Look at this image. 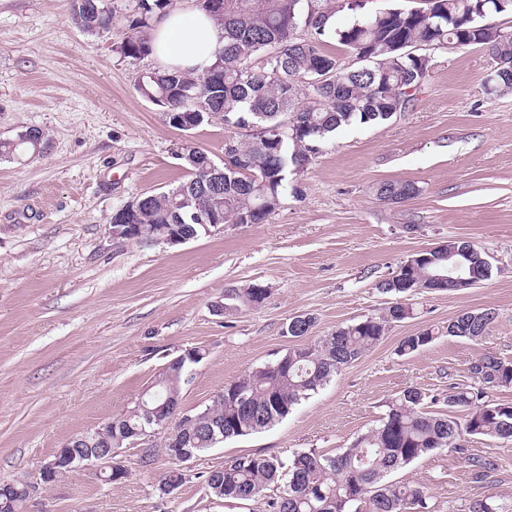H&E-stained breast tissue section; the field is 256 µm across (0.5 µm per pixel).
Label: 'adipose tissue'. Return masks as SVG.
<instances>
[{"label": "adipose tissue", "instance_id": "obj_1", "mask_svg": "<svg viewBox=\"0 0 512 512\" xmlns=\"http://www.w3.org/2000/svg\"><path fill=\"white\" fill-rule=\"evenodd\" d=\"M153 54L167 67H211L224 43V31L205 12L185 4L158 17L152 31Z\"/></svg>", "mask_w": 512, "mask_h": 512}]
</instances>
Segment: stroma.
<instances>
[{
	"label": "stroma",
	"mask_w": 512,
	"mask_h": 512,
	"mask_svg": "<svg viewBox=\"0 0 512 512\" xmlns=\"http://www.w3.org/2000/svg\"><path fill=\"white\" fill-rule=\"evenodd\" d=\"M71 6L0 0V139L30 128L50 138L36 157L0 159V483L32 486L33 512H266L261 498L212 500L206 476L244 454H336L403 390L442 399L449 382H467L479 354L512 359V94L487 95L483 47L437 50L409 107L340 132L266 223L227 224L177 246L120 244L109 233L114 213L182 182L184 145L219 163L225 141L243 132L217 118L188 133L170 126L134 86L135 73L158 59L113 51L123 16L90 36L72 24ZM388 180L414 182L419 193L381 202L375 187ZM448 240L484 249L490 278L409 294L413 318L392 324L382 343L271 428L199 454L173 492L159 489L173 463L156 447L118 449L126 475L111 484L92 465L42 482L43 461L132 407L171 359L204 351L181 393L183 409H204L224 386L298 346L283 334L289 318L313 315L322 336L379 316L392 301L381 282ZM252 283L269 290L261 306L213 313L226 289ZM486 308L496 319L481 342L444 334L399 354L405 337ZM468 448L494 463L484 481L448 450L392 479L424 486L431 512H468L487 495L512 512V444L473 437Z\"/></svg>",
	"instance_id": "obj_1"
}]
</instances>
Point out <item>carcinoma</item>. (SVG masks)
<instances>
[{"label": "carcinoma", "instance_id": "cac0c4a2", "mask_svg": "<svg viewBox=\"0 0 512 512\" xmlns=\"http://www.w3.org/2000/svg\"><path fill=\"white\" fill-rule=\"evenodd\" d=\"M171 0H72V21L95 35L110 32L116 13L124 14L128 30L113 51L125 59L141 60L152 54L150 31L156 15L170 8ZM368 0H224V11L198 0L197 6L224 27V47L214 65L201 73L167 68L145 70L135 77L139 94L162 112H196L202 122L214 117L224 125L267 129L262 136L230 139L224 162V188L196 191L205 182L211 158L204 151L183 147L187 179L175 189L146 196L130 224L149 233L154 224H180L200 234V222L224 220L226 224H262L281 204L290 187L289 175L306 168L321 145L354 124H375L391 119L410 101L407 89L417 86L432 66L426 58L432 46L484 47L491 57L512 65V35L487 26L497 11V0H428L430 8L366 10ZM351 11L355 22L338 29L336 14ZM336 39L358 62L345 66L324 48ZM44 143L0 140V158L22 159ZM376 197L388 204L405 202L419 193L411 181H384ZM458 253H429L417 267L400 271L380 284L383 292L400 297L378 317L339 326L333 332L301 347L287 349L279 360L246 374L196 412L200 427L183 434V447L202 453L226 439L260 433L288 416L293 407L345 367L380 344L393 322L413 315L401 298L418 289L427 274L458 262L461 273L476 270L491 276L492 264L479 246L450 240ZM233 303L252 307L260 302L256 285L235 291ZM493 309L481 322L474 311H463L448 321L451 337L475 342L482 339L495 317ZM441 330L424 329L407 336L398 352L419 351L438 338ZM188 366L171 368L170 374L146 395L148 407L168 396L181 397ZM470 382L451 386L448 411L430 410L426 396L409 388L390 401L375 428L359 436L336 455L314 450L284 461L275 455L247 454L206 477V489L224 488V500L247 502L262 496L270 486L287 478L279 495L266 501L267 512H429L426 492L419 485L393 482L387 476L420 457L442 449L466 454L464 438L489 437L512 441V403L491 398L490 393L512 387V361L493 353L477 356L468 368ZM245 389L259 408L253 416L239 406L237 392ZM462 416L451 413L452 409ZM144 420L136 404L123 415L103 423L102 432L87 433L86 448L97 439L112 440L121 448L132 439V429ZM475 478L493 470L488 459L468 455Z\"/></svg>", "mask_w": 512, "mask_h": 512}]
</instances>
